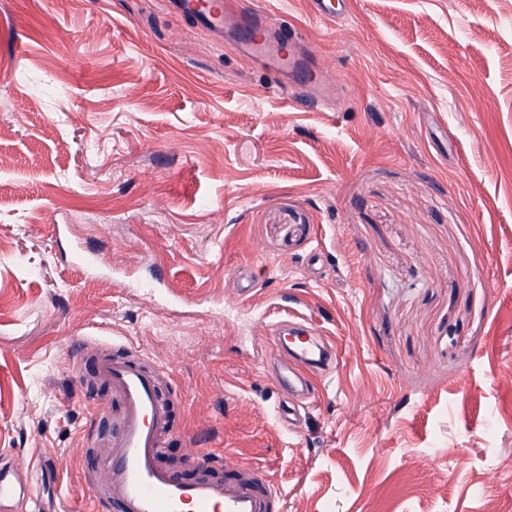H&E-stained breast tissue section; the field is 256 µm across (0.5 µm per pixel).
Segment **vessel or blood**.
I'll return each instance as SVG.
<instances>
[{"label":"vessel or blood","instance_id":"vessel-or-blood-1","mask_svg":"<svg viewBox=\"0 0 512 512\" xmlns=\"http://www.w3.org/2000/svg\"><path fill=\"white\" fill-rule=\"evenodd\" d=\"M177 6L203 26L219 31L232 26L235 47L269 66L291 94L317 105L334 98L340 84L335 69L323 57L300 48L295 28L283 27L255 9L225 15L223 0H210L203 9L198 0H178ZM274 343L289 356L276 377L277 384L288 390L302 383L291 360L319 371L335 362L325 342L301 323L280 326ZM90 361L98 378L111 387L117 405L112 415V452L82 466L95 512H277L283 492L256 468L232 470L221 478L204 474L187 479L161 465L175 434L172 410L160 392L163 368L144 361L129 347L113 354L86 344L69 359L76 370ZM2 501L17 503L22 512H49L34 484L23 483L4 468L0 469Z\"/></svg>","mask_w":512,"mask_h":512}]
</instances>
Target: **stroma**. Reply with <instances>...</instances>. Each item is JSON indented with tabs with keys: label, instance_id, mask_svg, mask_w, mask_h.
I'll return each instance as SVG.
<instances>
[{
	"label": "stroma",
	"instance_id": "35a3bbf8",
	"mask_svg": "<svg viewBox=\"0 0 512 512\" xmlns=\"http://www.w3.org/2000/svg\"><path fill=\"white\" fill-rule=\"evenodd\" d=\"M245 1L337 65L334 101L171 0H0V452L52 450L46 503L92 512L72 449L112 392L68 359L116 340L284 512H512V0H346L335 29ZM285 307L338 361L303 399Z\"/></svg>",
	"mask_w": 512,
	"mask_h": 512
}]
</instances>
